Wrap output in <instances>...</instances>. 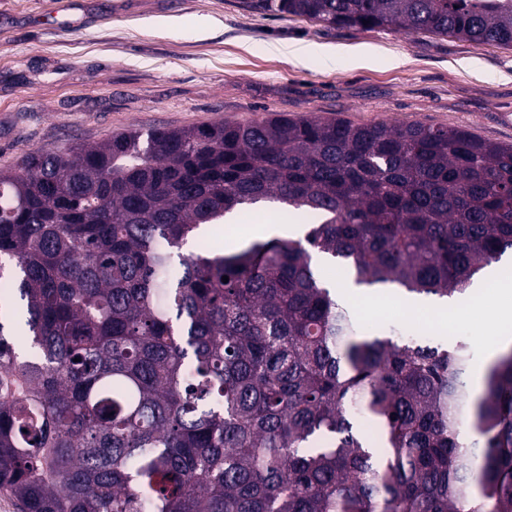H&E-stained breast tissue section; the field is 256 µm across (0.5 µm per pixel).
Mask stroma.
Here are the masks:
<instances>
[{
  "label": "stroma",
  "mask_w": 512,
  "mask_h": 512,
  "mask_svg": "<svg viewBox=\"0 0 512 512\" xmlns=\"http://www.w3.org/2000/svg\"><path fill=\"white\" fill-rule=\"evenodd\" d=\"M330 49L334 64L285 47ZM278 114L357 125L462 128L512 145V49L393 28L336 29L244 8L242 0H0V169L35 150L94 145L130 129L249 123ZM251 210L209 227L184 253L253 241ZM371 331L473 346L486 369L512 318L497 287L467 291L428 331L406 295L345 297Z\"/></svg>",
  "instance_id": "1"
}]
</instances>
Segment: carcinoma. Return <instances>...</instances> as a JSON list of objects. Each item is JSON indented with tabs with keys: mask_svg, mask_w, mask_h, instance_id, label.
<instances>
[{
	"mask_svg": "<svg viewBox=\"0 0 512 512\" xmlns=\"http://www.w3.org/2000/svg\"><path fill=\"white\" fill-rule=\"evenodd\" d=\"M247 7L512 48V0ZM271 200L319 222L182 253ZM509 250L512 145L457 128L282 116L30 152L0 170V490L21 512H512V346L475 396L469 344L363 331L315 262L436 300Z\"/></svg>",
	"mask_w": 512,
	"mask_h": 512,
	"instance_id": "carcinoma-1",
	"label": "carcinoma"
}]
</instances>
